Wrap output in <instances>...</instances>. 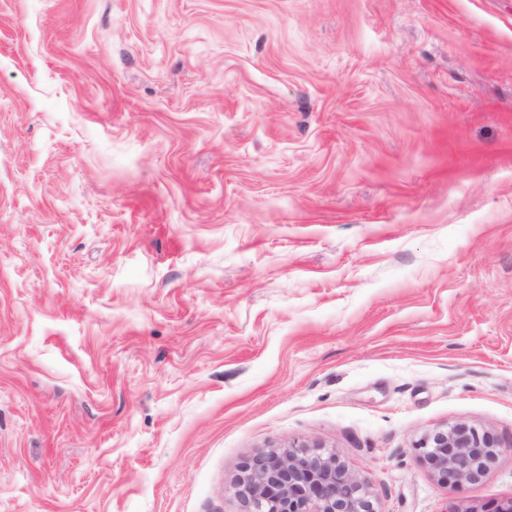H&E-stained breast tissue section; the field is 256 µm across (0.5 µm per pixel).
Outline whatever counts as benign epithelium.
Masks as SVG:
<instances>
[{"label":"benign epithelium","instance_id":"obj_1","mask_svg":"<svg viewBox=\"0 0 512 512\" xmlns=\"http://www.w3.org/2000/svg\"><path fill=\"white\" fill-rule=\"evenodd\" d=\"M423 459L448 487L480 480L499 454H512L493 433L467 422L418 443ZM244 512H377L370 487L334 453L309 445L274 448L248 458L235 483Z\"/></svg>","mask_w":512,"mask_h":512}]
</instances>
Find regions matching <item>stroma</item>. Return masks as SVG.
<instances>
[{"instance_id":"stroma-1","label":"stroma","mask_w":512,"mask_h":512,"mask_svg":"<svg viewBox=\"0 0 512 512\" xmlns=\"http://www.w3.org/2000/svg\"><path fill=\"white\" fill-rule=\"evenodd\" d=\"M512 441V0H0V512H243ZM418 448L438 479L451 488L480 480L499 454H512V441L505 445L487 430L458 422L428 434ZM307 444L248 458L236 480L243 512H377L370 487L334 453Z\"/></svg>"}]
</instances>
